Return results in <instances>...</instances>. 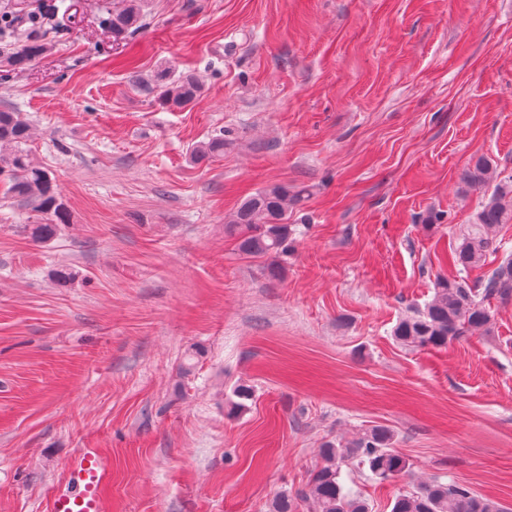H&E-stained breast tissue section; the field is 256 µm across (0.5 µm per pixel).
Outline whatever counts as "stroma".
<instances>
[{
  "mask_svg": "<svg viewBox=\"0 0 512 512\" xmlns=\"http://www.w3.org/2000/svg\"><path fill=\"white\" fill-rule=\"evenodd\" d=\"M111 10L0 0V110L70 218L35 241L0 180V512H48L83 448L103 512H268L377 426L410 469L342 465L370 512L434 481L512 508V303L442 348L392 336L457 274L491 193L462 171L512 175V0H147L117 42ZM168 65L202 85L185 108L154 101ZM278 184L309 193L287 253L240 255L228 222ZM44 51L45 47L42 44L38 42L28 43L15 51L9 52L6 60L14 69H24L26 65L40 56ZM492 168L490 161L480 158L472 166L466 168L463 180L470 186H485L493 178Z\"/></svg>",
  "mask_w": 512,
  "mask_h": 512,
  "instance_id": "1",
  "label": "stroma"
}]
</instances>
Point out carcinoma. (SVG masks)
I'll return each instance as SVG.
<instances>
[{
    "label": "carcinoma",
    "mask_w": 512,
    "mask_h": 512,
    "mask_svg": "<svg viewBox=\"0 0 512 512\" xmlns=\"http://www.w3.org/2000/svg\"><path fill=\"white\" fill-rule=\"evenodd\" d=\"M142 0H121L105 24L112 35L122 38L142 27ZM45 51L38 43H28L12 51L7 62L23 69ZM156 102L163 108L185 107L200 94L196 77L161 71L156 78ZM31 126L20 114L0 111V175L9 183L8 194L33 211L55 217L53 224H35L31 235L47 241L68 222V215L57 185L50 173L36 164L27 150ZM226 139L211 138L196 146L193 158L203 160L224 152ZM493 178L492 164L480 158L466 168L463 180L470 186H484ZM304 199L301 191L290 192L286 185H273L246 198L239 206L232 224L238 230V250L247 256H277L287 250L288 206ZM512 223V176L499 181L491 196L476 214L475 223L453 248L451 259L461 273L484 264L493 245V232ZM512 301V256L503 260L479 285L472 286L465 277L448 280L439 277L435 292L425 308L413 317L401 320L393 330L395 340L407 347L440 348L459 341L476 330L491 331L496 309L493 302ZM393 434L385 428H373L347 444L328 442L321 449L323 464L313 472L307 484L288 496L278 497L272 512H297L306 504L309 512H368L367 504L344 490L340 482L341 465L357 459L381 480L395 479L409 471L407 459L392 450ZM391 512H507L500 503L484 499L460 483L423 484L417 491L397 496Z\"/></svg>",
    "instance_id": "1"
}]
</instances>
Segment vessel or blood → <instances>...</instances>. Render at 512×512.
<instances>
[{"label":"vessel or blood","instance_id":"b4317fda","mask_svg":"<svg viewBox=\"0 0 512 512\" xmlns=\"http://www.w3.org/2000/svg\"><path fill=\"white\" fill-rule=\"evenodd\" d=\"M106 477L101 456L94 449H84L71 468V488L54 497L49 512H101L100 496Z\"/></svg>","mask_w":512,"mask_h":512}]
</instances>
